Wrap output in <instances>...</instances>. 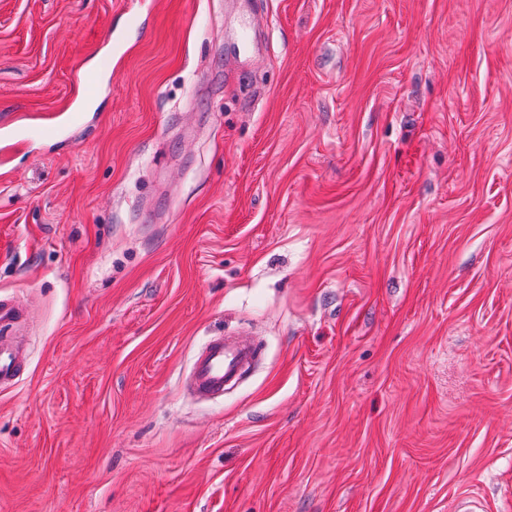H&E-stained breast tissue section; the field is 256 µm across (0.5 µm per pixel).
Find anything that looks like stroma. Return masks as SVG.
I'll use <instances>...</instances> for the list:
<instances>
[{"label": "stroma", "instance_id": "stroma-1", "mask_svg": "<svg viewBox=\"0 0 512 512\" xmlns=\"http://www.w3.org/2000/svg\"><path fill=\"white\" fill-rule=\"evenodd\" d=\"M0 296V512H512V0H0ZM27 316L26 309L0 298V391L17 386L22 379L27 357L17 336ZM259 357L258 345L250 340L213 336L195 354L188 375L190 392L198 399L224 396L235 386Z\"/></svg>", "mask_w": 512, "mask_h": 512}]
</instances>
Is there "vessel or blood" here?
Here are the masks:
<instances>
[{
	"label": "vessel or blood",
	"mask_w": 512,
	"mask_h": 512,
	"mask_svg": "<svg viewBox=\"0 0 512 512\" xmlns=\"http://www.w3.org/2000/svg\"><path fill=\"white\" fill-rule=\"evenodd\" d=\"M27 316L26 309L0 298V391L17 386L22 379L27 357L17 336ZM258 356L259 348L250 340L211 337L195 355L188 375L190 392L201 400L223 396L243 378Z\"/></svg>",
	"instance_id": "vessel-or-blood-1"
}]
</instances>
